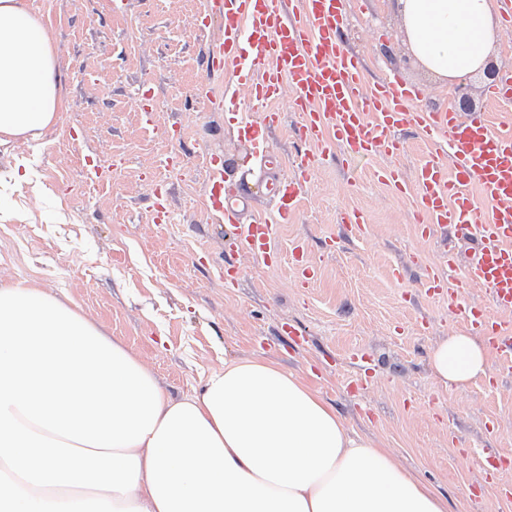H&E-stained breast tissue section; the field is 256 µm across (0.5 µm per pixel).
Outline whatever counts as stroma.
Wrapping results in <instances>:
<instances>
[{"mask_svg": "<svg viewBox=\"0 0 512 512\" xmlns=\"http://www.w3.org/2000/svg\"><path fill=\"white\" fill-rule=\"evenodd\" d=\"M111 2L21 0L54 47L61 105L42 138L0 145V281L72 301L176 399L225 360L264 354L301 376L347 429L383 443L436 487L448 512H512L500 493L512 483V375L491 356L485 375L465 385L434 376L433 349L462 326L420 286L423 265L438 262L440 250L419 241L410 201L377 181L375 162L320 167L295 221L279 228L278 265L244 264L237 287H225L229 227L207 215L202 152H223L254 206H265L267 189L224 113L186 107L208 48L196 32L200 0H125L119 13ZM346 8L348 46L368 81L395 74L423 89L421 108L452 106L453 84L417 61L394 0H346ZM145 83L157 107L151 125L135 104ZM174 150L191 186L168 174ZM18 156L28 168L13 180ZM108 164L111 180L92 181V167ZM159 184L169 190L165 224L152 223L149 209ZM348 210L366 214L364 237L322 253ZM299 238L320 266L305 288L291 272ZM285 324L307 336L304 351L290 349Z\"/></svg>", "mask_w": 512, "mask_h": 512, "instance_id": "1", "label": "stroma"}]
</instances>
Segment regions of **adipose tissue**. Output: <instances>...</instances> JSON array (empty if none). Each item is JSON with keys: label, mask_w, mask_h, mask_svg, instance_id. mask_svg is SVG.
<instances>
[{"label": "adipose tissue", "mask_w": 512, "mask_h": 512, "mask_svg": "<svg viewBox=\"0 0 512 512\" xmlns=\"http://www.w3.org/2000/svg\"><path fill=\"white\" fill-rule=\"evenodd\" d=\"M434 76L479 78L495 0H395ZM60 107L39 17L0 0V135L41 136ZM467 333L432 353L437 379L484 374ZM0 512H447L380 442L350 432L300 376L260 355L171 398L72 303L0 282Z\"/></svg>", "instance_id": "ef3b65f1"}]
</instances>
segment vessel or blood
<instances>
[{
  "instance_id": "obj_1",
  "label": "vessel or blood",
  "mask_w": 512,
  "mask_h": 512,
  "mask_svg": "<svg viewBox=\"0 0 512 512\" xmlns=\"http://www.w3.org/2000/svg\"><path fill=\"white\" fill-rule=\"evenodd\" d=\"M210 38L208 77L198 84L195 101L214 102L211 78L233 72L245 86L250 109L239 113V136L268 173L267 191L275 219L247 213L248 199L224 186V158L204 152L210 212L231 232L224 240V276L241 273L237 258L257 267L277 262L280 225L293 220L318 167L336 163L352 168L363 159H382L378 181L412 202L420 238L442 236L439 264L426 267L422 287L442 297L450 312L461 313L466 330L486 337L501 371H512V121L496 123L485 113L461 114L448 108L420 110L422 88L393 78L367 83L359 58L350 52L343 0H205L197 20ZM288 95L298 112L295 139L299 160L293 172L270 155L268 135L282 116L260 111V104ZM426 142H445L447 160L429 158L406 174L395 165L404 153V130ZM482 196H475L474 188ZM468 244L460 253L459 244ZM296 278L317 275L305 241L294 247ZM481 287L488 306L471 303L466 290Z\"/></svg>"
}]
</instances>
